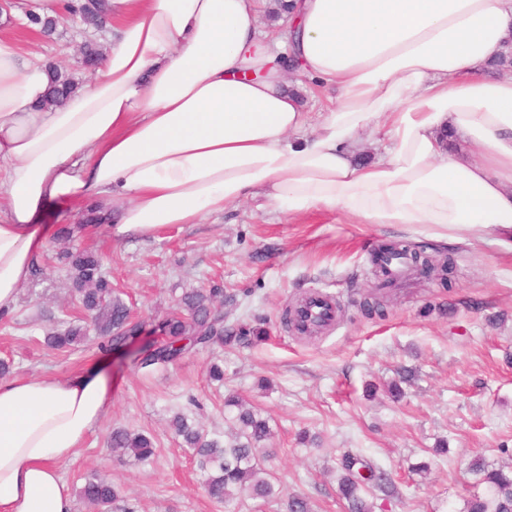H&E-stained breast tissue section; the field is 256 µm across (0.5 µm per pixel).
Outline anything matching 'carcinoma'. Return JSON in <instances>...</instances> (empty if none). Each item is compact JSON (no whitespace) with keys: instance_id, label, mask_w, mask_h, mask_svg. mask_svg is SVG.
Listing matches in <instances>:
<instances>
[{"instance_id":"1","label":"carcinoma","mask_w":512,"mask_h":512,"mask_svg":"<svg viewBox=\"0 0 512 512\" xmlns=\"http://www.w3.org/2000/svg\"><path fill=\"white\" fill-rule=\"evenodd\" d=\"M106 0H65L61 17L76 15L95 22L107 19ZM30 27L44 34L53 32L57 20L41 18L35 13L26 14ZM49 96L47 102L60 104L77 87L68 72L49 66ZM399 248L413 255L419 262L442 267L449 272V262L436 255L425 253L408 242ZM57 260L69 266L70 278L78 301L84 312L81 324H68L63 330L45 337L48 347L55 350L73 349L87 341L89 329L108 337L100 349L119 352L129 346L142 332V326L130 321V312L124 302L114 296L112 281L102 273L103 256L88 250L63 251ZM224 296V289H193L178 299L172 309L153 329L155 339L140 347L136 361L142 368L165 366L188 349L196 346L237 345L249 341L250 331L235 325L224 324L223 306L215 305V299ZM224 406L236 409L235 431L225 441L210 438L202 426L177 414L171 422L176 438L193 450L200 469L207 472L203 483L206 494L218 503L229 504L243 496L268 500L278 495V489L262 465L261 455L272 430L258 408L246 403L237 395L224 398ZM112 452L131 455L145 461L154 455L153 440L141 433L126 429L112 431ZM339 479V492L348 512H373L374 503L365 497L366 486L371 484L388 496L395 493L392 481L382 471L370 469L368 475H355L350 465ZM469 471L478 476V483L485 485L486 494L473 495L467 500L466 512H512V470L488 469L482 459L474 460ZM119 496V490L106 475L94 474L80 488L79 497L106 512Z\"/></svg>"}]
</instances>
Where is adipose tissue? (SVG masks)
Listing matches in <instances>:
<instances>
[{"instance_id":"obj_1","label":"adipose tissue","mask_w":512,"mask_h":512,"mask_svg":"<svg viewBox=\"0 0 512 512\" xmlns=\"http://www.w3.org/2000/svg\"><path fill=\"white\" fill-rule=\"evenodd\" d=\"M112 0L91 83L45 106L48 76L0 38V311L45 247L48 202L94 203L112 234L197 224L263 197L288 214L512 232V0ZM334 91L309 110L287 80ZM382 132L381 157L356 158ZM101 373L0 380V512H74L60 474L104 417ZM281 0H269V4L262 10L258 16V23L262 30L274 33L284 32L288 29L289 16L285 11L289 5L283 4Z\"/></svg>"}]
</instances>
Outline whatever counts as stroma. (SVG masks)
Returning <instances> with one entry per match:
<instances>
[{"instance_id": "35a3bbf8", "label": "stroma", "mask_w": 512, "mask_h": 512, "mask_svg": "<svg viewBox=\"0 0 512 512\" xmlns=\"http://www.w3.org/2000/svg\"><path fill=\"white\" fill-rule=\"evenodd\" d=\"M13 7L0 19V35L80 82L92 79L83 47L106 50L111 22L96 31L62 19L47 37L25 27L26 0ZM80 218L52 202L43 221L73 227V248L103 255L105 272L144 324L142 340L184 292L212 286L229 298V322L264 331L249 346L200 348L166 367L139 368L133 354H105L93 342L57 352L43 339L78 314V303L66 267L37 257L41 274L29 276L14 310L0 317V360L10 361L13 379L107 375L108 411L61 474L75 490L92 473L108 475L120 490L112 512H286L292 495L305 497L311 512H346L338 477L349 454L375 463L397 489L390 497L370 490L374 512H464L476 484L472 459L491 469L512 465V245L502 235L476 241L426 224H353L321 211L288 216L256 200L198 224L121 239L105 224L79 230ZM384 241L440 252L455 271L445 283L414 274L382 286L370 251ZM314 292L331 293L336 321L305 340L285 326L283 313ZM378 292L385 314L366 317L360 304ZM214 362L223 382L209 378ZM406 370L412 377L404 395L393 399L388 386ZM232 393L269 420L264 465L277 499L211 501L191 451L168 427L181 412L209 435L224 434L231 426L224 398ZM116 428L151 432L152 460L114 457L108 440Z\"/></svg>"}]
</instances>
